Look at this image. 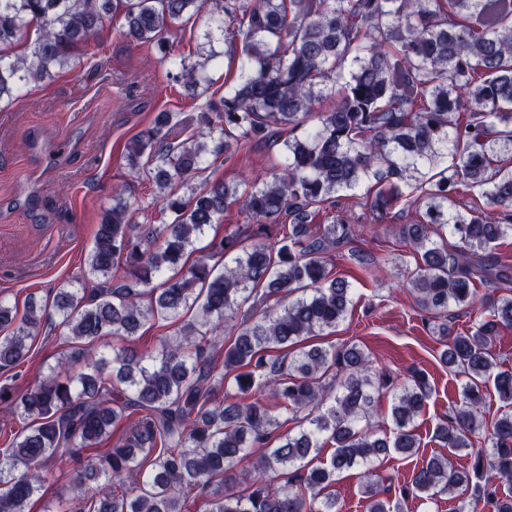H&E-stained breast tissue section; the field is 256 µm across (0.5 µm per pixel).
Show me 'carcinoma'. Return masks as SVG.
Listing matches in <instances>:
<instances>
[{
  "label": "carcinoma",
  "instance_id": "obj_1",
  "mask_svg": "<svg viewBox=\"0 0 512 512\" xmlns=\"http://www.w3.org/2000/svg\"><path fill=\"white\" fill-rule=\"evenodd\" d=\"M120 8V36L155 45L192 92L203 65H185L165 33L204 16L241 46L240 80L196 114L207 133L175 144L172 115L160 112L127 145L130 169L155 184L153 206L171 222L134 224L137 207L122 198L103 212L84 271L95 287L60 288L52 304L71 352L21 395L32 425L0 448V512H28L49 459L79 466L75 512H188L196 499L206 512H342L332 487L359 468L367 512H404L410 499L462 487L470 499L459 512H512V492L498 491L512 489V371L492 353L512 327V297L465 334L440 326V359L459 378L462 402L435 438L454 453L485 432L491 451L469 470L442 454L424 459L394 497L373 464L417 453L425 374L413 372L393 395L392 430L381 435L371 420L390 375L373 377L357 343L298 347L352 305V285L329 270L335 255L385 265L354 248L364 227L307 224L341 191L368 186L365 205L380 222L398 203L416 210L417 222L387 231L418 256L408 284L429 317L471 306L478 283L512 287V264L492 252L512 235V0H0V46L40 27L31 56L0 55V102L76 64ZM301 127L302 137L284 141L278 172L245 197L222 182L178 194L207 156ZM462 187L479 189L484 206H457ZM239 200L250 232L216 236L187 263L204 227ZM271 224L290 231L271 243ZM442 228L454 243L433 239ZM43 315L33 303L19 318L0 302V327H13L0 336L1 371L24 362ZM155 320L178 323L156 352L125 345ZM228 379L236 395L220 398ZM490 380L508 411L487 424L477 409ZM119 426L105 455L83 457ZM325 447L329 460L315 462ZM246 459L258 471L249 480L235 472ZM488 468L497 478L485 479Z\"/></svg>",
  "mask_w": 512,
  "mask_h": 512
}]
</instances>
